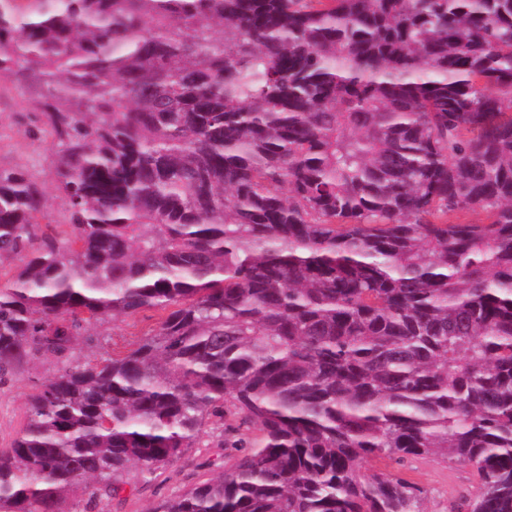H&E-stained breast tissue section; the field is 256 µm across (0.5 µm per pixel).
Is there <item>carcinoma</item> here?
I'll use <instances>...</instances> for the list:
<instances>
[{
	"label": "carcinoma",
	"instance_id": "carcinoma-1",
	"mask_svg": "<svg viewBox=\"0 0 512 512\" xmlns=\"http://www.w3.org/2000/svg\"><path fill=\"white\" fill-rule=\"evenodd\" d=\"M5 93L69 231L0 167V382L55 366L0 512H96L215 423L236 461L153 512H422L362 470L418 457L512 512V0H0ZM158 320V314L153 310H145L132 318L118 319L106 327L104 336H98V342L94 345H82V355L93 358L94 356L112 353V350H124L131 346L139 337V334L154 326Z\"/></svg>",
	"mask_w": 512,
	"mask_h": 512
}]
</instances>
